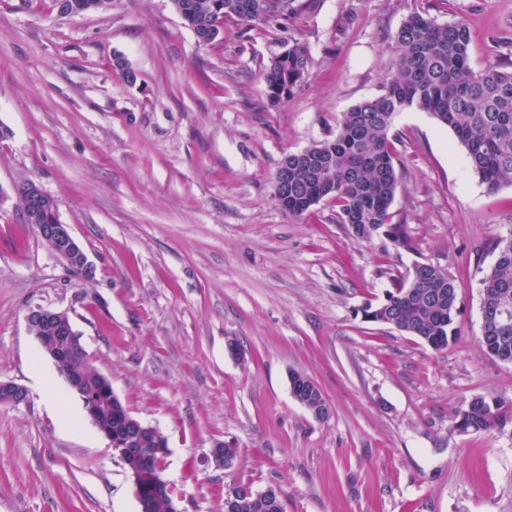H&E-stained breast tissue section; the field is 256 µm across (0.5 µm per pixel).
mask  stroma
<instances>
[{"label":"stroma","mask_w":512,"mask_h":512,"mask_svg":"<svg viewBox=\"0 0 512 512\" xmlns=\"http://www.w3.org/2000/svg\"><path fill=\"white\" fill-rule=\"evenodd\" d=\"M415 12L464 19L473 68L512 71V0H316L274 23L227 20L208 44L171 0L69 17L53 0H0V188L37 183L95 266L75 276L0 206V379L28 392L0 405V512H139L27 328L37 305L68 313L131 414L166 437L185 512H224L238 484L277 489L284 512H512V426H451L473 397L512 402V364L479 346L512 187L488 192L453 131L410 109L391 131V213L414 250L357 242L328 202L288 217L274 196L285 154L381 95ZM297 43L308 69L270 104L261 72ZM418 263L458 285V336L439 351L361 315ZM294 372L319 386L326 419L293 398ZM218 441L237 450L231 468L211 461Z\"/></svg>","instance_id":"1"}]
</instances>
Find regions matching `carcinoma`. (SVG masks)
Returning a JSON list of instances; mask_svg holds the SVG:
<instances>
[{
	"mask_svg": "<svg viewBox=\"0 0 512 512\" xmlns=\"http://www.w3.org/2000/svg\"><path fill=\"white\" fill-rule=\"evenodd\" d=\"M75 14L105 11L112 0H70ZM197 39L214 41L228 19L244 24L286 20L303 8L296 0H172ZM394 73L375 99L352 106L345 112L328 141L288 160V207L285 214L298 218L322 202L336 204L341 224H388L395 248L414 249L406 225L391 223L390 208L399 188V175L389 146L396 115L406 109L427 112L449 127L466 150L474 172L488 190L512 187V71L497 67L476 70L471 66L469 36L464 20L439 23L421 14L410 15L393 36ZM310 61L307 49L294 45L265 67L261 79L273 105L288 98L301 81ZM495 261L482 279V301L500 304L507 319L502 328L488 327L481 333L485 352L512 363V233L492 245ZM457 285L448 275L431 270L423 283L413 286L410 278L398 279L377 306L367 305L371 321L393 320L398 329L424 341L434 350L457 338L454 326ZM69 372L85 376L83 396L95 404L100 420L114 421L127 412L120 403L111 405L97 382L99 371L91 364L64 365ZM295 390L301 405L320 393L306 376L295 374ZM512 425V403L472 398L452 417V427L463 433L489 435ZM142 447L146 457L127 460L124 466L135 474L140 489L150 492L156 469L163 457L154 453L158 442L147 436ZM236 512H282L280 494L268 501L250 495L239 500Z\"/></svg>",
	"mask_w": 512,
	"mask_h": 512,
	"instance_id": "cac0c4a2",
	"label": "carcinoma"
}]
</instances>
